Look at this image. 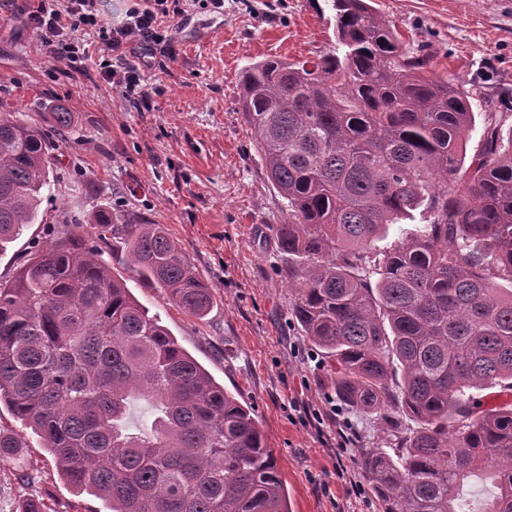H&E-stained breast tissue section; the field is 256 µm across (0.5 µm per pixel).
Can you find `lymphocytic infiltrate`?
<instances>
[{
    "label": "lymphocytic infiltrate",
    "instance_id": "1",
    "mask_svg": "<svg viewBox=\"0 0 512 512\" xmlns=\"http://www.w3.org/2000/svg\"><path fill=\"white\" fill-rule=\"evenodd\" d=\"M101 0H35L27 11L28 21L52 70L81 71L89 60L99 62L102 80L122 97L149 104L143 83L146 58L172 48L171 19L181 9L173 0H142L129 9L123 22L104 21Z\"/></svg>",
    "mask_w": 512,
    "mask_h": 512
}]
</instances>
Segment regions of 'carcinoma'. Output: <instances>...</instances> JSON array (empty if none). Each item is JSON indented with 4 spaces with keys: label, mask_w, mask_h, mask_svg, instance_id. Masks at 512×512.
I'll list each match as a JSON object with an SVG mask.
<instances>
[{
    "label": "carcinoma",
    "mask_w": 512,
    "mask_h": 512,
    "mask_svg": "<svg viewBox=\"0 0 512 512\" xmlns=\"http://www.w3.org/2000/svg\"><path fill=\"white\" fill-rule=\"evenodd\" d=\"M326 2L334 45L249 65L237 98L284 200L292 319L336 399L387 427L391 450L360 457L381 512H463L472 478L495 488L483 512H512V114L485 113L467 157L477 94L431 76L372 0ZM49 184L44 134L0 112V254ZM95 229L184 313H209L212 288L161 225L101 209ZM496 386L488 408L471 394ZM137 400L152 411L138 432ZM1 403L108 512H290L250 408L76 235L0 283ZM23 447L0 428V461Z\"/></svg>",
    "instance_id": "carcinoma-1"
}]
</instances>
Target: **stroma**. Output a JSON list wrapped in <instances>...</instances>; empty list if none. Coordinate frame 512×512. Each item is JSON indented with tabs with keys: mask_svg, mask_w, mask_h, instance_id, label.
<instances>
[{
	"mask_svg": "<svg viewBox=\"0 0 512 512\" xmlns=\"http://www.w3.org/2000/svg\"><path fill=\"white\" fill-rule=\"evenodd\" d=\"M173 55L143 72L150 108L125 100L96 68L50 72L26 23L29 0H0V108L37 123L50 141V184L40 222L0 253L10 282L36 248L77 233L97 244L99 209L163 225L212 287L204 320L110 264L136 299L216 381L248 406L273 452L291 512H381L359 459L380 446L372 417L339 404L328 362L290 315L292 294L272 225L283 203L268 182L250 129L236 109L244 68L263 59L315 58L334 42L324 0H224L223 12L180 0ZM379 17L411 49L433 55V76L463 80L487 112L512 113V0H374ZM69 112L58 128V111ZM72 222L62 225L59 213ZM18 458L0 463V512L26 498L51 512H102L76 493L43 442L25 431Z\"/></svg>",
	"mask_w": 512,
	"mask_h": 512,
	"instance_id": "35a3bbf8",
	"label": "stroma"
}]
</instances>
